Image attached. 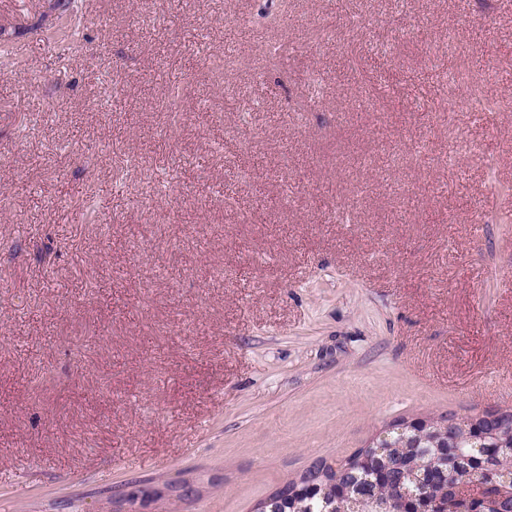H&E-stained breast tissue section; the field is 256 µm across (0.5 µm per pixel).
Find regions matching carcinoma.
Wrapping results in <instances>:
<instances>
[{"label": "carcinoma", "instance_id": "obj_1", "mask_svg": "<svg viewBox=\"0 0 512 512\" xmlns=\"http://www.w3.org/2000/svg\"><path fill=\"white\" fill-rule=\"evenodd\" d=\"M477 418L458 420L448 440V455L438 458L430 442L416 447V433L406 427L387 432L390 448L358 452L337 466L325 464L308 470L297 481H289L263 505V512L285 507L287 512H401L417 504L429 512H468L466 501L473 496L476 481L501 482L512 479V452L484 456L471 440ZM308 483L320 492L294 504L295 490ZM350 496L338 494V487Z\"/></svg>", "mask_w": 512, "mask_h": 512}]
</instances>
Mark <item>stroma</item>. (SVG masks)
I'll return each mask as SVG.
<instances>
[{
  "label": "stroma",
  "mask_w": 512,
  "mask_h": 512,
  "mask_svg": "<svg viewBox=\"0 0 512 512\" xmlns=\"http://www.w3.org/2000/svg\"><path fill=\"white\" fill-rule=\"evenodd\" d=\"M58 3L0 0V512H254L512 409V0Z\"/></svg>",
  "instance_id": "35a3bbf8"
}]
</instances>
